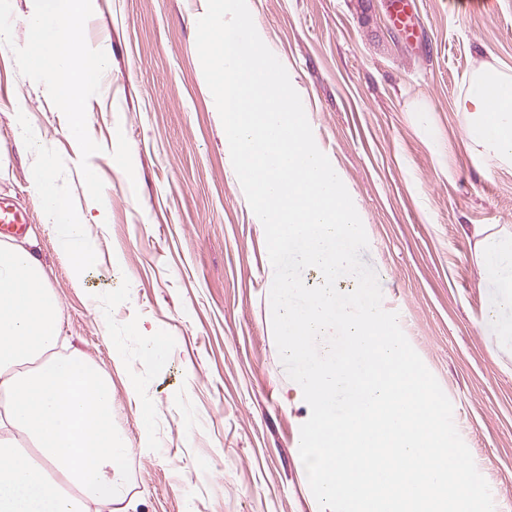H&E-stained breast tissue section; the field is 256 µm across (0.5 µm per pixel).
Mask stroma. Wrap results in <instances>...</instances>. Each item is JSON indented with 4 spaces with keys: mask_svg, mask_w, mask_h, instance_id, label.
<instances>
[{
    "mask_svg": "<svg viewBox=\"0 0 512 512\" xmlns=\"http://www.w3.org/2000/svg\"><path fill=\"white\" fill-rule=\"evenodd\" d=\"M426 44L405 45L386 0H250L320 150L359 212L382 307L453 404L454 424L512 512V306L480 280L474 225L512 233V166L469 153L457 111L477 60L512 67V0H416ZM36 0H0V195L30 210L63 334L112 381L136 512H319L299 454L311 413L275 344L262 225L224 154L196 48L207 0H93L81 42L107 55L85 146L30 56ZM432 107L433 135L409 106ZM35 141L88 221L79 277L43 223ZM109 187L92 208L87 171ZM167 361L142 360L144 335Z\"/></svg>",
    "mask_w": 512,
    "mask_h": 512,
    "instance_id": "1",
    "label": "stroma"
}]
</instances>
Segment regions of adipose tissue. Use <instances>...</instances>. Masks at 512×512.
Returning <instances> with one entry per match:
<instances>
[{"mask_svg": "<svg viewBox=\"0 0 512 512\" xmlns=\"http://www.w3.org/2000/svg\"><path fill=\"white\" fill-rule=\"evenodd\" d=\"M89 0H38L27 25L39 50L33 66L81 141L84 100L107 65L105 52L80 48ZM459 108L470 113L464 145L512 165V70L482 60L471 71ZM44 201L43 220L77 274L94 266L84 217L59 190L50 161L31 174ZM477 269L512 296V240L491 241L475 226ZM32 240L0 243V512H92L126 494L130 454L113 426L112 386L81 351L57 353L60 304Z\"/></svg>", "mask_w": 512, "mask_h": 512, "instance_id": "ef3b65f1", "label": "adipose tissue"}]
</instances>
